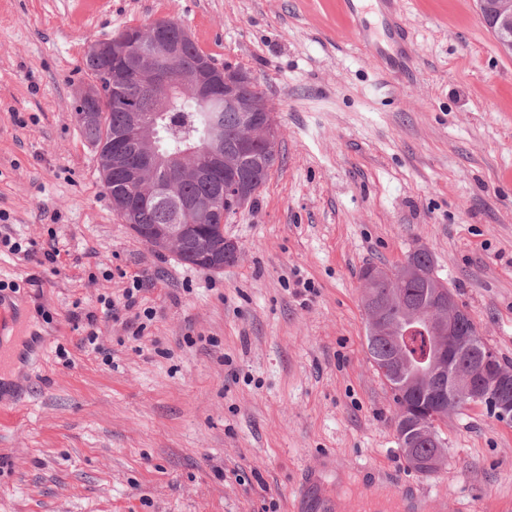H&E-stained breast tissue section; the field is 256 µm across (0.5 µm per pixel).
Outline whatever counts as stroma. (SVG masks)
<instances>
[{"label":"stroma","instance_id":"35a3bbf8","mask_svg":"<svg viewBox=\"0 0 512 512\" xmlns=\"http://www.w3.org/2000/svg\"><path fill=\"white\" fill-rule=\"evenodd\" d=\"M169 17L281 129L219 272L123 223L73 114L89 43ZM391 17L405 43L376 0H0V512H512V421L464 409L444 469L407 464L360 281L427 249L512 365V56L475 0Z\"/></svg>","mask_w":512,"mask_h":512}]
</instances>
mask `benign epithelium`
<instances>
[{"label": "benign epithelium", "mask_w": 512, "mask_h": 512, "mask_svg": "<svg viewBox=\"0 0 512 512\" xmlns=\"http://www.w3.org/2000/svg\"><path fill=\"white\" fill-rule=\"evenodd\" d=\"M483 22L496 36L499 49L512 55V0H477ZM191 41L184 30L175 34L157 22L144 29L131 27L108 41H95L88 47L89 55L111 62L107 80L117 101H124V90L134 82L152 88L166 79L174 87L186 91L202 107L222 98L241 112L242 120L236 138L242 152L265 148L264 165L258 174L239 170L235 159L224 154V127L213 125L200 139L187 148L162 152L155 142V124L133 107L125 108L127 121L114 138L112 147L99 151L98 162L103 176L116 172L135 187L134 194L112 200V207L132 222L136 214L155 206L173 195L170 183L156 180V172L165 169L173 180L204 178L216 188V199H178L170 224L134 225V230L152 247L185 255V236L194 232L197 260L214 271L224 269V262L210 250L206 240L209 225L215 220L225 222L227 212L221 199L230 197L237 208L244 207L263 184L264 174L272 170L277 156L272 150L279 137V128L264 98H245L242 90L253 84L248 72L223 68L203 59L186 78L181 79L182 46ZM138 156L135 165L131 156ZM426 273L410 258L394 271L371 269L364 276L363 304L370 331L375 336H390L394 327L387 317V307L379 302L373 288L381 282L392 288L391 297L398 300V288L407 280L424 278ZM408 319L423 322L432 346V357L424 372L406 375L407 361L400 356L390 363L391 372L403 379L406 393H424L434 398L430 409L400 408L399 422L413 429L434 432L431 418L441 420L469 405L489 403L500 417H512V371L499 366L495 353L480 342L478 331L469 329L464 321L470 314L456 300L451 289L439 282L427 293V306L406 308Z\"/></svg>", "instance_id": "obj_1"}]
</instances>
